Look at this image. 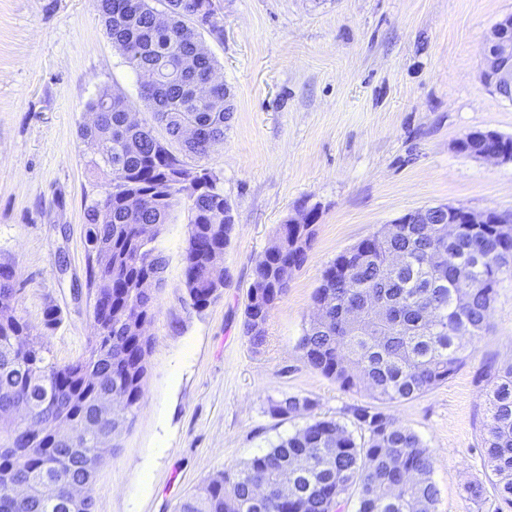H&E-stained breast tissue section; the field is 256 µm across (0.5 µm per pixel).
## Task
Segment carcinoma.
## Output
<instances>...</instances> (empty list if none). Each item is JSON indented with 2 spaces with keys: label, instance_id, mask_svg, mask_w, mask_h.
I'll use <instances>...</instances> for the list:
<instances>
[{
  "label": "carcinoma",
  "instance_id": "1",
  "mask_svg": "<svg viewBox=\"0 0 512 512\" xmlns=\"http://www.w3.org/2000/svg\"><path fill=\"white\" fill-rule=\"evenodd\" d=\"M167 19L157 18L150 0H97L105 33L140 83L147 117L127 121L130 107L118 93L102 92L88 105L91 119L80 127L93 146L86 166L102 176V192L86 208L88 285L103 303L92 314L93 336L86 356L58 365L47 361L17 315L0 317V477L21 479L28 496L8 495L0 482V512H92L67 489L89 483L84 458L110 434L97 413L98 400L124 397L122 418L133 423L147 375L152 339L137 333L151 323L155 289L165 259L156 246L161 226L182 196L191 199L185 248L184 286L193 305L214 300L229 274L212 264V253L230 242V206L217 178L200 165L224 141L233 107L227 85L214 80L218 62L198 31V18L212 0H163ZM192 68L202 83L194 93L186 81ZM199 126L204 136L178 144L180 125ZM152 224L151 235L143 225ZM282 242L254 265L243 330L251 346L265 343L267 321L286 294L280 278L301 268L315 235L312 224L281 225ZM403 258L391 266V257ZM12 264L0 262V306L14 302ZM512 277V233L500 224H461L444 238L434 224H399L388 236L373 234L339 254L325 268L314 304L320 318L307 323L297 348L304 362L345 391L365 390L382 404L412 399L448 381L470 356V343L489 327L496 288ZM385 308L380 316L375 307ZM359 313L358 320L349 318ZM19 336L27 347H15ZM486 408L480 428L493 496L512 507V362L487 363L480 375ZM41 435L18 454L14 440L23 424L18 407ZM315 401L297 395L268 398L266 413L281 421L309 416L243 466L206 480L177 512H342L356 498L355 512H436L435 458L410 427L376 406L350 410L354 429L312 415ZM66 420L82 430L75 447L58 441L53 429ZM294 490L283 494V473ZM55 484L57 500L41 494Z\"/></svg>",
  "mask_w": 512,
  "mask_h": 512
}]
</instances>
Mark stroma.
Segmentation results:
<instances>
[{
    "label": "stroma",
    "mask_w": 512,
    "mask_h": 512,
    "mask_svg": "<svg viewBox=\"0 0 512 512\" xmlns=\"http://www.w3.org/2000/svg\"><path fill=\"white\" fill-rule=\"evenodd\" d=\"M201 28L234 94L224 141L204 165L232 206L221 263L230 281L206 308L183 283L189 199L157 239L166 265L143 396L97 472L94 512H176L206 479L242 465L303 425L279 422L268 398L313 399L315 416L347 421L369 392H347L297 348L325 267L402 215L448 204L512 213V163L456 148L474 131L512 138V103L482 81L486 41L512 0H213ZM122 92L143 112L137 76L105 34L94 0H0V259L17 271L15 309L56 364L85 355V207L101 187L79 130L89 103ZM315 209L306 263L270 312L267 341L243 333L256 260L280 224ZM59 325L43 326L46 308ZM448 382L384 405L436 458V512H512L465 486L485 479L479 436L486 363L512 360V278L490 328ZM150 469L149 485L141 472Z\"/></svg>",
    "instance_id": "stroma-1"
}]
</instances>
